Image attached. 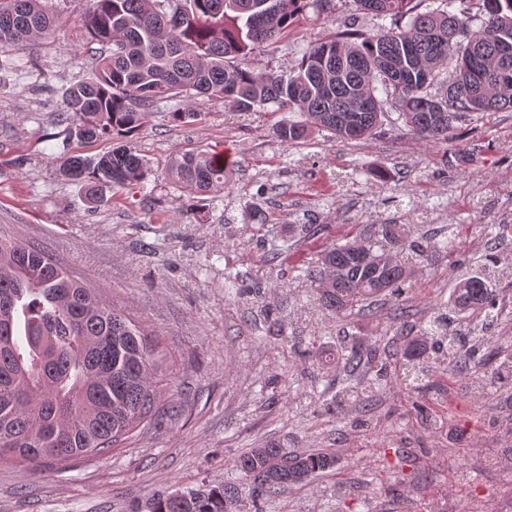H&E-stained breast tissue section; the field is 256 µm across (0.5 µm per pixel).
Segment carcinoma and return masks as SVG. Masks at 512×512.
<instances>
[{
    "instance_id": "1",
    "label": "carcinoma",
    "mask_w": 512,
    "mask_h": 512,
    "mask_svg": "<svg viewBox=\"0 0 512 512\" xmlns=\"http://www.w3.org/2000/svg\"><path fill=\"white\" fill-rule=\"evenodd\" d=\"M82 39L101 45L92 74L65 90L70 132L85 141L111 140L96 157H70L59 168L82 186L88 203L142 184L150 173L133 136L162 99L219 98L237 112L274 105L299 121L276 127L290 146L328 132L344 141L371 136L381 123L383 89L405 125L425 143L448 141L465 112H512V0H472L483 16L471 27L456 0L420 12L414 0H356L381 17L408 18L398 30H346L311 46L288 73H257L252 51L288 34L312 12L328 14L334 0H89ZM55 21L42 0H0V50L48 39ZM455 75L442 78L448 65ZM444 93L434 95L433 86ZM168 175L197 195L221 194L228 167L213 155L189 151L168 163ZM413 224H380L344 244L326 247L305 271L316 301L339 314L390 293L406 314L402 285L412 262L448 252L451 241L413 239ZM512 287V272L489 258L487 269L462 278L452 304L472 312L474 367L492 343L498 318L492 282ZM458 336L434 312L420 335L400 347L405 368L421 374L451 360ZM156 345L134 321L61 267L47 252L0 237V461L34 470L46 460L97 457L160 412L162 382ZM235 467L251 479L253 504L336 467L323 450L289 451L265 444L240 454ZM230 489L211 487L159 495L152 512H232Z\"/></svg>"
}]
</instances>
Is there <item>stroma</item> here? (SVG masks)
Listing matches in <instances>:
<instances>
[{"label": "stroma", "instance_id": "obj_1", "mask_svg": "<svg viewBox=\"0 0 512 512\" xmlns=\"http://www.w3.org/2000/svg\"><path fill=\"white\" fill-rule=\"evenodd\" d=\"M43 2L56 33L0 53L11 64L0 71V234L46 251L152 335L166 354L164 413L89 461L33 474L0 463V512H151L157 495L210 485L235 490L236 512H257L234 460L270 442L328 450L336 468L258 512H512V388L448 362L429 372L426 411L416 413L386 335L394 300L337 315L318 307L300 272L325 246L377 224L453 236L452 256L420 263L403 333L416 335L440 307L465 335L472 315L451 305L458 278L481 272L488 255L512 259V233L499 231L512 217V112L467 114L447 143L426 144L388 103L367 140L319 134L289 146L274 128L295 113L164 99L135 136L149 178L91 209L80 185L57 175L68 157L112 148L70 135L62 110L65 90L87 75L74 57L98 53L79 36L89 0ZM335 3L254 50L250 67L285 72L343 26L395 25L353 0ZM191 104L198 120H171ZM220 148L234 160L223 194L191 195L168 176L174 155ZM354 343L371 357L350 373L341 349ZM366 385L368 402L347 398Z\"/></svg>", "mask_w": 512, "mask_h": 512}]
</instances>
